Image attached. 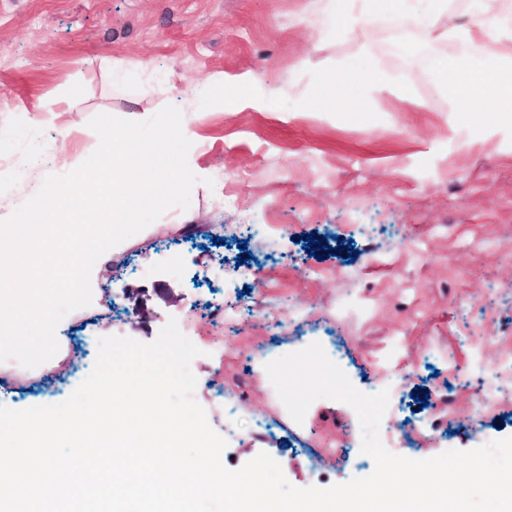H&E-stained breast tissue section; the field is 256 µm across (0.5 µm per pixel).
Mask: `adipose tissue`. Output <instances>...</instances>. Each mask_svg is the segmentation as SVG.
Listing matches in <instances>:
<instances>
[{"instance_id": "obj_1", "label": "adipose tissue", "mask_w": 512, "mask_h": 512, "mask_svg": "<svg viewBox=\"0 0 512 512\" xmlns=\"http://www.w3.org/2000/svg\"><path fill=\"white\" fill-rule=\"evenodd\" d=\"M437 72L453 76L463 104L483 102L487 125L498 124L501 113L512 110V79L503 78L498 70L483 65L462 68L444 58L438 61Z\"/></svg>"}]
</instances>
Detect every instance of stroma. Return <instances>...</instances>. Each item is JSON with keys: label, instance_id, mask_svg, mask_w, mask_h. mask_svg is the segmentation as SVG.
<instances>
[{"label": "stroma", "instance_id": "obj_1", "mask_svg": "<svg viewBox=\"0 0 512 512\" xmlns=\"http://www.w3.org/2000/svg\"><path fill=\"white\" fill-rule=\"evenodd\" d=\"M414 6L0 0V155L25 163L22 144L37 133L46 175L61 176L97 149L96 115L143 122L172 105L193 134L187 161L199 178L188 209H167L96 262L93 301L61 320L52 361L0 363V405L60 403L92 370L99 338L148 344L190 315L201 351L193 397L211 428L223 433L228 397L271 424L228 440L226 469L265 452L297 488L373 473L357 462L350 406L318 399L300 425L267 396L266 363L312 338L339 349L343 371L369 394L384 383L378 361L404 337L412 378L384 426L403 435L405 457L512 437V371L497 408L473 416L483 368L512 350V122L486 128L436 75L447 57L512 76V57H493L495 25L459 54L473 0H447L424 29L403 22ZM255 224L274 225L273 236L254 234ZM311 235L331 255L311 256ZM227 299L242 318L223 331L229 364L211 351L210 323ZM297 304L298 324L288 318ZM266 312L283 320L279 334ZM474 336L499 339L480 368ZM442 398L452 413L437 410ZM332 443L344 460L322 456Z\"/></svg>", "mask_w": 512, "mask_h": 512}]
</instances>
